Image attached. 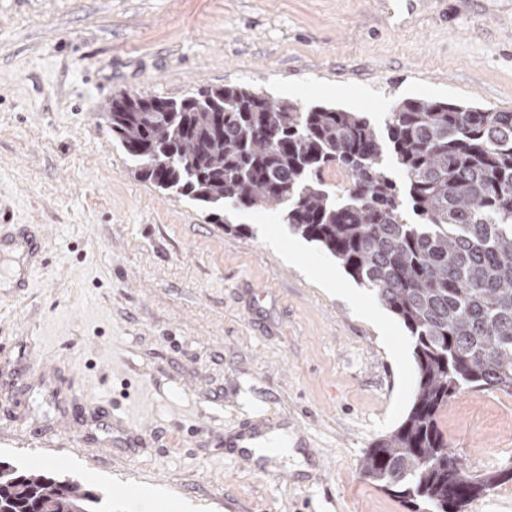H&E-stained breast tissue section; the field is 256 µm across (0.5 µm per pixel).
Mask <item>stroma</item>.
Returning a JSON list of instances; mask_svg holds the SVG:
<instances>
[{"label": "stroma", "instance_id": "35a3bbf8", "mask_svg": "<svg viewBox=\"0 0 512 512\" xmlns=\"http://www.w3.org/2000/svg\"><path fill=\"white\" fill-rule=\"evenodd\" d=\"M414 2L0 0V223L45 233L24 295L0 257V461L112 512H409L360 477L411 406L403 323L315 243L274 240L280 212L228 231L135 177L105 116L224 85L379 129L405 98L512 111V0ZM253 417L290 448L264 468L224 445ZM439 425L468 471L512 468L511 394L463 389Z\"/></svg>", "mask_w": 512, "mask_h": 512}]
</instances>
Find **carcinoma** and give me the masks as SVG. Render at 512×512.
<instances>
[{"mask_svg": "<svg viewBox=\"0 0 512 512\" xmlns=\"http://www.w3.org/2000/svg\"><path fill=\"white\" fill-rule=\"evenodd\" d=\"M108 114L135 175L216 223L226 205L280 210L408 330L411 406L367 449L364 480L425 512H465L512 479L466 471L438 426L464 388L512 393V112L402 99L381 133L362 112L226 85L182 100L122 96ZM336 167L345 188L324 178ZM103 508L73 481L0 462V512Z\"/></svg>", "mask_w": 512, "mask_h": 512, "instance_id": "1", "label": "carcinoma"}]
</instances>
